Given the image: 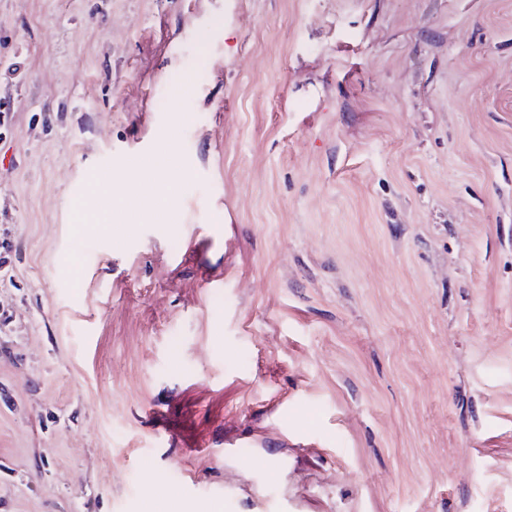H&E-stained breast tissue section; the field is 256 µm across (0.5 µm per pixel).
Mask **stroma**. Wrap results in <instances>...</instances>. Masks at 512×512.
I'll return each mask as SVG.
<instances>
[{"label":"stroma","instance_id":"stroma-1","mask_svg":"<svg viewBox=\"0 0 512 512\" xmlns=\"http://www.w3.org/2000/svg\"><path fill=\"white\" fill-rule=\"evenodd\" d=\"M260 499L512 512V0H0V512ZM168 169L155 172L149 185H143L139 175L134 172L125 174L121 181L123 189L118 196H115L116 204L126 201L131 195L137 196L140 193L146 195L154 210H164L170 207L177 197V181L167 175ZM104 193L98 181L94 182L90 190L84 197L77 201L74 206V221L76 223H84L91 210L96 207L97 198Z\"/></svg>","mask_w":512,"mask_h":512}]
</instances>
